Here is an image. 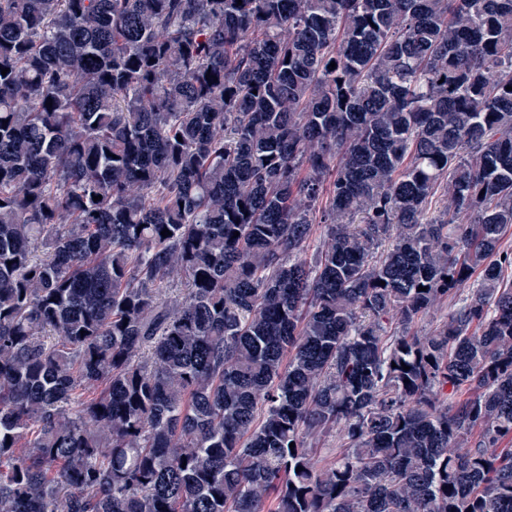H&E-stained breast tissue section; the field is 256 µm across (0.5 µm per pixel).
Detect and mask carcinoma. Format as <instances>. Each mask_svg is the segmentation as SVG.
Segmentation results:
<instances>
[{"label":"carcinoma","instance_id":"obj_1","mask_svg":"<svg viewBox=\"0 0 512 512\" xmlns=\"http://www.w3.org/2000/svg\"><path fill=\"white\" fill-rule=\"evenodd\" d=\"M1 68L0 512H512V0H0Z\"/></svg>","mask_w":512,"mask_h":512}]
</instances>
